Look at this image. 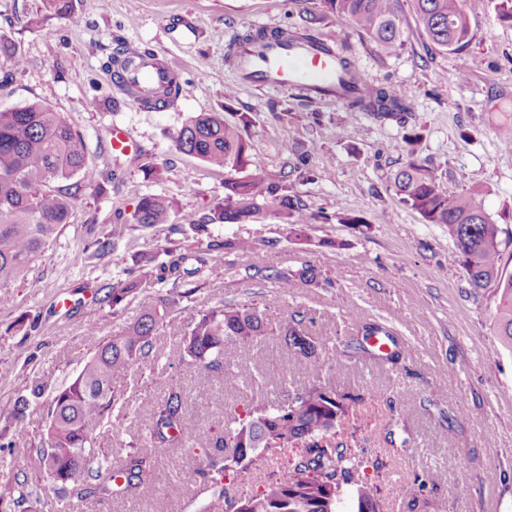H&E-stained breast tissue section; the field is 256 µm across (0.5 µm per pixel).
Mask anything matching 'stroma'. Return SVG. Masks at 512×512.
Instances as JSON below:
<instances>
[{"mask_svg":"<svg viewBox=\"0 0 512 512\" xmlns=\"http://www.w3.org/2000/svg\"><path fill=\"white\" fill-rule=\"evenodd\" d=\"M471 40L457 53L436 49L415 12L400 0L404 43L382 53L372 40L327 9L323 0H73L57 14L47 0H0V39L11 42L19 67L0 62V110L32 102L66 113L87 147L98 178L73 177L67 224L31 268L0 288V424L18 395L43 385L40 404L75 377L97 347L121 334L160 292H177L167 324L148 359L135 363L120 385L122 413L95 426L94 453L116 469L141 440L137 413L170 388L188 398L185 421L196 450L163 449L155 463L154 499L135 496L58 497L48 477L27 468L26 453L41 447L48 419L18 421L23 442L0 448V512H202L211 501L206 478L209 436L225 414L242 410L259 393L228 391L217 375L199 372L181 357V339L202 308L254 303L272 323L299 311L312 321L332 368L326 386L362 395L352 425L365 459L387 461L362 471L376 484L386 512H512V352L492 327L494 287L474 289L448 260V228L425 223L393 191L395 172L421 164L453 194L481 185L484 211L512 231V23L492 0H460ZM335 40L376 86L408 98L402 120H380L344 103L318 101L295 90L236 84L227 62L234 37L258 25ZM173 55L183 70L182 95L155 112L134 104L104 68L122 45ZM218 112L243 122L252 159L268 181L286 186L314 216L307 238L292 241L284 225L264 212L248 224H216L209 236L185 238L181 227L224 200L225 173L179 152L175 138L192 117ZM137 145L113 154L112 127ZM316 173L293 172L297 154ZM174 200V221L145 228L129 218L144 195ZM351 223H341V216ZM111 233L117 257L87 261L102 233ZM249 238L248 253L209 251L210 239ZM176 250L189 275L165 289L143 284L120 306L104 302L103 285L123 279L138 256ZM310 266L315 281L281 293L273 280L250 277ZM220 290H213V283ZM41 313V326L29 319ZM395 334L399 363L352 364L344 352L360 344L362 321ZM95 335H88V328ZM267 384L306 377L304 359L284 357L275 337L256 353ZM405 429H397V420ZM394 431L396 445L385 436ZM438 470L444 481L424 491L428 507L401 496V483ZM31 497L18 502L19 489Z\"/></svg>","mask_w":512,"mask_h":512,"instance_id":"1","label":"stroma"}]
</instances>
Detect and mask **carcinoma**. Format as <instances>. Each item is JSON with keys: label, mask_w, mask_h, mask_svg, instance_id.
I'll return each mask as SVG.
<instances>
[{"label": "carcinoma", "mask_w": 512, "mask_h": 512, "mask_svg": "<svg viewBox=\"0 0 512 512\" xmlns=\"http://www.w3.org/2000/svg\"><path fill=\"white\" fill-rule=\"evenodd\" d=\"M324 2L351 27L365 31L382 52L392 54L402 46L399 0ZM415 6L427 36L439 49L455 53L469 44L468 21L459 0H415ZM345 103L378 119L410 111L406 98L381 86L350 93ZM175 145L215 169L239 173L224 178V204L189 225L194 236L208 234L212 224H248L264 208L278 216L289 236L305 237L312 216L298 198L288 195L286 187L267 182L263 171L253 165L251 145L237 125L201 112L182 127ZM77 174L88 183L96 180V172L87 163L86 144L65 113L38 102L0 111V288L22 275L67 222L73 196L62 183ZM393 187L399 201L420 213L427 223L448 227L454 245L450 261L462 268L472 287L495 286L494 327L502 345L512 351V275H503L501 269L504 229L477 202L480 187L473 186L466 194H450L414 161L395 174ZM173 217V201L147 195L130 221L152 227L171 224ZM209 247L215 252H247L253 249V242L234 236L213 240ZM164 254L166 261L159 260L157 254L141 255L136 267L126 269L124 280L105 286L103 301L116 307L148 281L164 284L172 277L180 279L184 257L172 259L169 250ZM267 278L286 293L300 281H314L316 273L305 267L295 274L280 270ZM167 304L169 300L163 298L158 305H147L137 322L98 347L73 380L54 390L42 447L30 456L29 464L50 478L58 495L90 486L91 427L111 415L120 403L116 387L129 368L149 357L153 338L166 323ZM358 331L381 340L394 336L376 321L361 323ZM276 332L283 354L307 360V380L297 386L283 379L274 398L263 396L227 417L215 442L224 456L211 458L209 467L228 477L229 485L222 486L213 498L222 501L223 512L233 505L236 512H343L346 501L351 512H384L377 489L360 475L365 460L354 446L355 439L340 437L337 431L362 397L322 384L329 360L305 315L296 312L275 330L265 310L252 303L204 308L188 324L183 355L201 371L221 375L226 390L247 383L260 387L264 374L252 361L251 351L263 337ZM41 394L36 386L30 395L19 396L10 417L20 420L33 414ZM185 405L183 391L173 389L162 402L145 409L140 421L147 434L139 448L110 474L109 485L97 488L105 493L152 497L158 449L193 446L192 436L184 433ZM286 449L291 455L285 467L276 471L262 490L244 492L251 484L252 471L279 458Z\"/></svg>", "instance_id": "1"}]
</instances>
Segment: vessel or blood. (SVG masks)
Masks as SVG:
<instances>
[{
	"instance_id": "vessel-or-blood-1",
	"label": "vessel or blood",
	"mask_w": 512,
	"mask_h": 512,
	"mask_svg": "<svg viewBox=\"0 0 512 512\" xmlns=\"http://www.w3.org/2000/svg\"><path fill=\"white\" fill-rule=\"evenodd\" d=\"M233 66L242 86L300 87L308 96L332 98L348 88L367 91L362 73L347 70L343 53L330 41L293 33L277 40L232 43ZM113 69L117 84L126 86L128 97L141 107L159 108L163 90L180 83V69L173 58L161 53L144 54L137 46L121 51Z\"/></svg>"
}]
</instances>
